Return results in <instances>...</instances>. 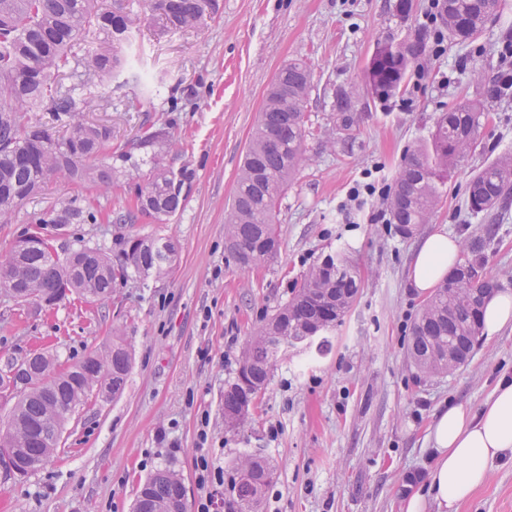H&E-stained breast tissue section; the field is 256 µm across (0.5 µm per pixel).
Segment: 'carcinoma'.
<instances>
[{"instance_id": "1", "label": "carcinoma", "mask_w": 512, "mask_h": 512, "mask_svg": "<svg viewBox=\"0 0 512 512\" xmlns=\"http://www.w3.org/2000/svg\"><path fill=\"white\" fill-rule=\"evenodd\" d=\"M205 0H153L166 27L189 31L201 26ZM500 0H442L441 18L448 38L467 41L477 36L497 13ZM142 19L122 3L103 7L101 0H0V223H9L15 210L34 195L50 176L106 187L116 180L112 168L95 169L87 162L112 150V128L88 124L84 107L103 98L121 67V54L131 44ZM427 34L417 32L403 41L406 53L383 65L379 82L370 86L376 97L389 99L402 89L407 72L424 52ZM74 78L90 97L76 98L61 80ZM313 73L302 59L280 69L271 83L255 132L246 150L238 190L227 224L225 243L236 263L247 268L277 258L280 238L274 224L278 201L303 162L307 136L305 115ZM31 112H51L64 124L59 134L29 118ZM484 109L455 103L440 113L428 147L409 150L388 199L390 223L403 238L414 234L437 208L448 169L476 143ZM171 122L142 125L135 141L118 147L128 162L134 151L170 135ZM195 178L187 165L174 171L159 161L137 185L142 215L164 223L185 201L183 189ZM512 189V153L499 156L468 184V205L475 213L494 208ZM97 217L90 203L72 202L54 209L46 223L64 227ZM41 245L12 249L0 261V292L18 304L56 305L77 295L100 303L112 296L117 281L138 273L166 275L178 258L172 241L156 246L152 238L129 241L124 259L78 242L59 255L53 239L39 231ZM360 288L357 274L332 256L312 266L293 297L254 334L235 379L224 390V423L242 424L265 392L276 365L307 332L336 327ZM489 276L476 278L457 267L425 302L410 333L409 355L426 375L448 372V347L467 361L478 343L479 317L486 300L498 289ZM132 355L122 336L112 337L103 353L91 352L64 370L51 354L35 352L7 365L0 388L18 392L11 408L8 432L0 447L12 460L15 473L25 476L58 452L67 415L93 391L119 397L126 386ZM235 499L228 512H256L274 473L257 454L234 463ZM134 512H186L185 486L180 475L164 468L150 474L139 488Z\"/></svg>"}]
</instances>
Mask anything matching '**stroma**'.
I'll return each mask as SVG.
<instances>
[{
  "label": "stroma",
  "instance_id": "obj_1",
  "mask_svg": "<svg viewBox=\"0 0 512 512\" xmlns=\"http://www.w3.org/2000/svg\"><path fill=\"white\" fill-rule=\"evenodd\" d=\"M128 2L148 23L125 52L121 80L83 118L110 126L116 146L158 119L172 122L171 139L135 151L129 168L119 157H99L97 166L129 172L122 186L104 192L48 178L12 223L0 224V258L40 224L59 248L80 240L118 261L128 239L150 236L176 242L178 259L164 278L129 274L103 304L39 308L0 294V370L39 351L73 365L103 351L116 333L133 357L122 395L78 406L54 457L23 478L0 468V512H132L140 482L164 467L180 474L186 512H196L202 450L228 480L242 454L267 459L275 478L260 512H400L401 498L429 479L435 413L450 404L478 408L503 375L512 376L511 328L480 340L445 375L424 376L407 353L426 301L408 285V264L433 227L464 241L486 236L485 270L512 290V193L478 216L466 205L470 179L512 152V88L491 92L494 75L512 68L504 51L512 43V0H501L476 39L447 43L439 56L425 51L405 92L386 101L370 92L369 60L378 41L399 42L423 28L428 0H412L404 18L397 0H211L199 29L175 34L153 17L151 0ZM291 59L313 72L305 160L276 208L278 259L244 270L225 248V213L266 91ZM147 87L148 111L132 110ZM343 91L352 104L344 114L335 108ZM462 101L484 106L487 118L474 148L449 170L427 223L404 238L389 223L384 199L349 201L366 170L393 184L406 152L429 144L438 114ZM150 152L172 169L195 171L183 205L163 224L150 223L134 201ZM87 197L97 223L44 224L56 204ZM119 212L130 213L128 224L113 223ZM339 252L362 280L351 308L324 346L289 351L257 409L226 428L224 388L251 336L310 267ZM202 426L209 435L203 447ZM459 512H512L511 457L495 462Z\"/></svg>",
  "mask_w": 512,
  "mask_h": 512
}]
</instances>
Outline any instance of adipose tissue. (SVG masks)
<instances>
[{
  "instance_id": "1",
  "label": "adipose tissue",
  "mask_w": 512,
  "mask_h": 512,
  "mask_svg": "<svg viewBox=\"0 0 512 512\" xmlns=\"http://www.w3.org/2000/svg\"><path fill=\"white\" fill-rule=\"evenodd\" d=\"M462 245L437 228L412 254L410 287L434 290L457 265ZM434 467L429 489L403 501L400 512H459L484 485L495 460L512 452V379H501L479 409L458 404L437 412L431 426Z\"/></svg>"
}]
</instances>
